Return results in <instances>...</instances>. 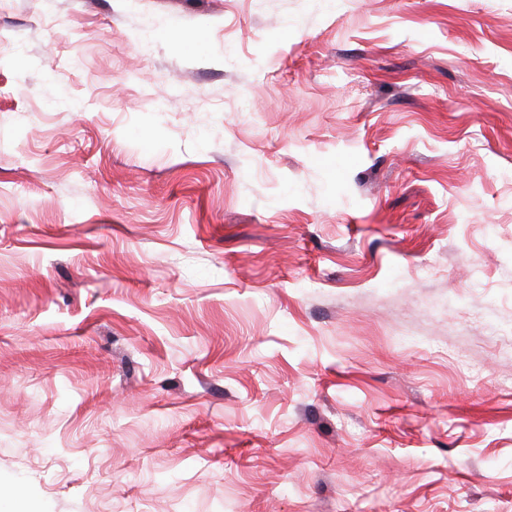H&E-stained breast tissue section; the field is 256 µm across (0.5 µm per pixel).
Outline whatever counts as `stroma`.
I'll return each mask as SVG.
<instances>
[{
	"label": "stroma",
	"instance_id": "stroma-1",
	"mask_svg": "<svg viewBox=\"0 0 512 512\" xmlns=\"http://www.w3.org/2000/svg\"><path fill=\"white\" fill-rule=\"evenodd\" d=\"M0 512H512V0H0Z\"/></svg>",
	"mask_w": 512,
	"mask_h": 512
}]
</instances>
